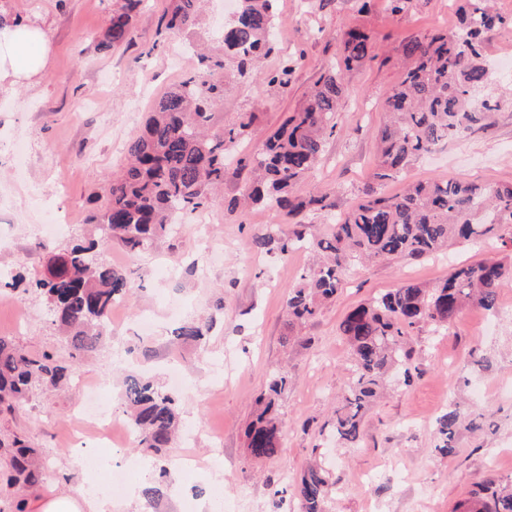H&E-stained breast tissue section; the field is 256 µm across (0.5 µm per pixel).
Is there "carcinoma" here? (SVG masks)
<instances>
[{"instance_id": "1", "label": "carcinoma", "mask_w": 512, "mask_h": 512, "mask_svg": "<svg viewBox=\"0 0 512 512\" xmlns=\"http://www.w3.org/2000/svg\"><path fill=\"white\" fill-rule=\"evenodd\" d=\"M199 2L174 0L165 27L195 24ZM142 4L143 0H116L107 16L101 49L127 41L133 14ZM509 24L512 20L496 12L490 0H463L456 31L404 45L408 64L399 83L386 94L388 121L378 132L377 185L397 178L441 142L483 126L486 114L497 107L491 99L474 101L491 77L485 34ZM275 37L274 0H238L237 11L221 32L224 59L199 55L204 75L192 76L159 97L143 130L131 141L129 162L119 177L108 182L105 206L95 218L104 237L141 252L165 234L170 213L193 212L214 201L210 189L224 184L226 175L224 152L242 143L255 119L254 113L246 112L237 123L210 131L209 103L224 92V78L215 75L231 65L239 76H246L273 49ZM373 48L367 33L347 32L336 66L320 75L307 102L283 120L261 149L237 161V175L252 177L244 204L274 210L295 226L286 236L270 232L258 238L256 246H275L282 253L309 246L322 255L289 291L287 342L296 326L314 320L336 296L347 266L394 255L419 260L452 241L480 244L501 227H512V183L491 187L448 178L411 182L393 196L371 186L327 234L311 232L307 214L329 210L334 203L326 194L297 198L292 189L314 168L336 129V112L347 93L345 73L361 64ZM296 64L295 59L284 62L270 82L288 86ZM96 247L95 241L73 242L64 253L51 256L48 277L30 281V287L45 296L52 323L82 355L95 351L105 337L112 301L126 297L132 288L126 272L97 261ZM507 282H512V260L481 262L454 269L434 288L406 283L348 312L339 331L352 351L353 381L335 410L336 437L351 446L359 443L362 412L386 375L398 374L408 386L413 374H421L419 367L412 366L409 347L415 330L429 326L437 332L453 324L467 304L496 309L498 292ZM207 332L206 325L191 321L175 329L174 336L200 343ZM66 379L67 367L53 354L30 356L0 337V411L12 410L13 403L36 383L58 386ZM287 385L286 373L273 372L255 400L245 430L253 458L272 457L282 446L277 408ZM124 400L131 410L127 425L138 445L173 453L178 399L146 378L129 376ZM460 425L454 407L438 419L442 454L454 452ZM9 448L10 482L29 485L44 479L35 451L24 440L13 437ZM328 489L324 470L308 468L298 486L301 512H324ZM481 491L482 496L459 504L456 512H512V480L505 484L490 480Z\"/></svg>"}]
</instances>
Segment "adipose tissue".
Masks as SVG:
<instances>
[{
    "instance_id": "ef3b65f1",
    "label": "adipose tissue",
    "mask_w": 512,
    "mask_h": 512,
    "mask_svg": "<svg viewBox=\"0 0 512 512\" xmlns=\"http://www.w3.org/2000/svg\"><path fill=\"white\" fill-rule=\"evenodd\" d=\"M48 56L45 31L19 18L0 29V83L29 84L44 69ZM27 512H113L111 498L87 496L81 487L58 493L47 490L27 502Z\"/></svg>"
}]
</instances>
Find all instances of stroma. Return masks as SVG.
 Wrapping results in <instances>:
<instances>
[{"label":"stroma","instance_id":"obj_1","mask_svg":"<svg viewBox=\"0 0 512 512\" xmlns=\"http://www.w3.org/2000/svg\"><path fill=\"white\" fill-rule=\"evenodd\" d=\"M170 0H145L131 21L130 43L100 50L106 29L105 0H0V14L19 16L45 29L47 66L32 85H0V210L13 225L0 234V271L47 273L48 258L77 239L97 238L106 184L128 159L153 102L198 71L196 54L182 44L202 45L222 56L218 27L224 0H203L200 21L189 30L163 31L159 20ZM460 0H407L392 14L386 0H276L277 41L259 73H228L224 93L210 105L209 126L218 131L252 112L256 120L241 144L260 149L310 93L320 74L335 65L342 33L359 29L376 44V58L348 72V94L336 114L312 172L295 188L298 196L329 194L334 207L310 216L316 234L364 197L377 158L376 133L385 121L383 98L401 75L403 46L412 38L455 31ZM290 58L298 65L288 86L269 83ZM499 102L482 129L438 145L412 161L381 188L398 194L406 183L458 178L496 186L512 183V81L493 75L485 89ZM224 186L206 208L216 248L205 252L193 228L168 234L151 248L132 253L104 244L101 261L123 269L136 284L113 318L118 325L91 355L80 358L61 389L34 386L14 414L0 416V435L24 434L51 472L57 492L82 487L111 497L117 512H299L296 488L305 468L321 461L333 483L326 512H453L478 493L485 480L512 479V285L498 295L496 314L466 307L447 331L423 328L413 338V362L421 374L410 386L388 385L364 414L358 447L338 442L333 410L350 378L351 353L338 326L345 314L372 296L405 282L434 285L451 268L501 257L499 240L455 244L422 260L392 256L344 273L342 288L317 317L283 342L286 302L299 274L312 266L307 249L288 253L254 246V236L290 224L269 209H230L244 181L228 159ZM60 213L63 231L48 236V212ZM184 321L209 324L203 344H175L173 329ZM0 336L24 352L47 350L68 360L70 351L47 313L44 296L20 288L0 289ZM287 373L279 399L283 446L268 459L252 458L245 428L268 374ZM187 382L180 390L182 431L197 433L195 469L175 467L114 437L94 449L85 470H72L66 439L84 399L81 381L105 383L102 398L115 422H124L123 380L130 374L169 387L172 373ZM457 402L468 416L484 415L485 428L460 430L456 452L435 449L436 420ZM222 433L224 455L208 451V430ZM167 485L166 496L146 502L141 488Z\"/></svg>","mask_w":512,"mask_h":512}]
</instances>
